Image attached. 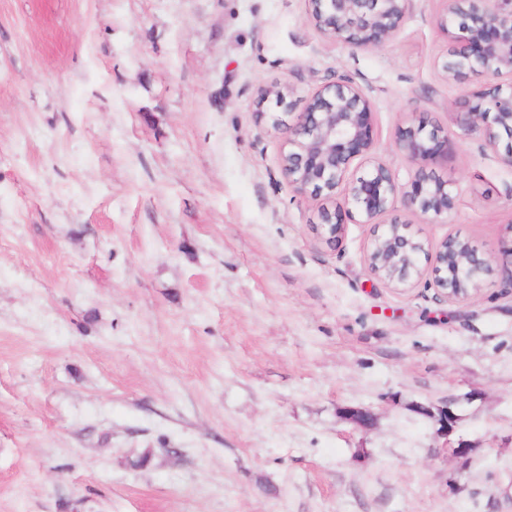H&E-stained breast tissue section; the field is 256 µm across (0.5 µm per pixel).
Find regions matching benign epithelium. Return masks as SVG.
Here are the masks:
<instances>
[{
  "label": "benign epithelium",
  "mask_w": 512,
  "mask_h": 512,
  "mask_svg": "<svg viewBox=\"0 0 512 512\" xmlns=\"http://www.w3.org/2000/svg\"><path fill=\"white\" fill-rule=\"evenodd\" d=\"M412 0H309V13L325 36L355 49L379 48L398 32ZM440 26L451 38L441 69L463 82L491 74L506 82L465 101L453 113L465 132H478L512 167V0H444ZM288 89L263 90L254 103L260 120L284 131L281 169L295 190L341 202L319 212L317 236L334 248L347 223L368 224L369 273L394 288L411 287L422 276L420 260L432 265L427 286L448 303L475 299L493 272L492 256L470 240L451 236L431 250L408 223L394 216L396 203L438 224L448 218L454 197L432 167L448 163L451 140L439 126L420 121L398 130L395 145L412 167L411 190L391 168L372 159L373 108L362 89L347 80L319 87L302 112L288 122Z\"/></svg>",
  "instance_id": "7a95c632"
}]
</instances>
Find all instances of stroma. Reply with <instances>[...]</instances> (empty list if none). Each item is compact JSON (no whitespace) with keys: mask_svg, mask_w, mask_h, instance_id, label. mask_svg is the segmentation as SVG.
Returning <instances> with one entry per match:
<instances>
[{"mask_svg":"<svg viewBox=\"0 0 512 512\" xmlns=\"http://www.w3.org/2000/svg\"><path fill=\"white\" fill-rule=\"evenodd\" d=\"M442 14L362 50L307 0H0V512H512V295L390 287L366 224L326 246L254 114L348 80L408 183L397 128L493 82L444 78ZM453 142L412 230L502 267L512 168Z\"/></svg>","mask_w":512,"mask_h":512,"instance_id":"1","label":"stroma"}]
</instances>
